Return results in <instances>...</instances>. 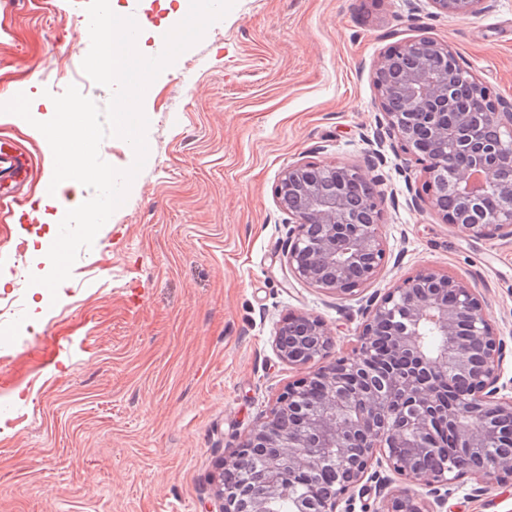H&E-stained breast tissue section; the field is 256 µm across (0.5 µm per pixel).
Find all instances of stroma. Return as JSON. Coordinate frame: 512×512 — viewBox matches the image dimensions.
<instances>
[{"label": "stroma", "instance_id": "1", "mask_svg": "<svg viewBox=\"0 0 512 512\" xmlns=\"http://www.w3.org/2000/svg\"><path fill=\"white\" fill-rule=\"evenodd\" d=\"M87 0H0V103L74 84L99 107L111 92L82 70ZM429 36L458 53L494 99L512 103V0L478 16L434 14L428 0H236L147 89L149 155L126 202L49 287L17 246L47 230L0 213V512H218V465L303 370L272 348L291 312L322 319L353 348L362 302L434 268L471 283L505 347L512 388V239L475 240L427 206L423 174L386 151L381 170L388 262L343 299L285 271L283 168L302 159L364 163L374 144L371 69L388 47ZM59 64L48 70L47 57ZM0 135L46 168L44 136L0 113ZM45 291L41 333L24 332ZM448 488L444 512H512V488Z\"/></svg>", "mask_w": 512, "mask_h": 512}]
</instances>
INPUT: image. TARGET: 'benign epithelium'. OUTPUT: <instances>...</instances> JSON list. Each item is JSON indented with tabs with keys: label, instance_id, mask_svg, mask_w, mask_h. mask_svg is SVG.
<instances>
[{
	"label": "benign epithelium",
	"instance_id": "7a95c632",
	"mask_svg": "<svg viewBox=\"0 0 512 512\" xmlns=\"http://www.w3.org/2000/svg\"><path fill=\"white\" fill-rule=\"evenodd\" d=\"M428 2L469 17L487 0ZM372 83L375 140L421 166L422 201L470 238L512 239V106L496 105L456 52L427 36L381 54ZM384 162L375 150L364 167L303 160L281 171L274 196L288 215L284 254L296 280L343 299L377 278ZM334 336L304 313L278 325L277 356L308 374L224 458L233 480L218 485L220 512H279L288 490V512H354V493L371 489L373 512H440V487L464 476L512 485V395L499 384L502 343L475 286L423 270L369 299L357 345L325 365ZM382 467L430 487L428 496L389 497Z\"/></svg>",
	"mask_w": 512,
	"mask_h": 512
}]
</instances>
